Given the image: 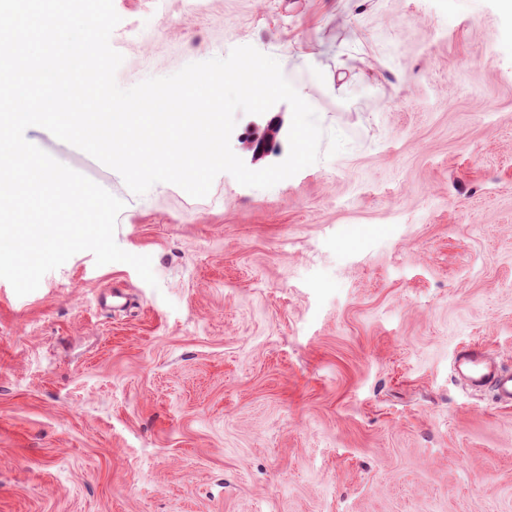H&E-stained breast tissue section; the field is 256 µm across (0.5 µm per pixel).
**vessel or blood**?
<instances>
[{"instance_id": "b4317fda", "label": "vessel or blood", "mask_w": 512, "mask_h": 512, "mask_svg": "<svg viewBox=\"0 0 512 512\" xmlns=\"http://www.w3.org/2000/svg\"><path fill=\"white\" fill-rule=\"evenodd\" d=\"M454 366L470 387L490 392L499 404L512 406V371L498 367L482 348H462L455 356Z\"/></svg>"}]
</instances>
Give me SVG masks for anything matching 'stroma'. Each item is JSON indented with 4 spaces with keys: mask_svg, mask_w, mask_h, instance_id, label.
I'll list each match as a JSON object with an SVG mask.
<instances>
[{
    "mask_svg": "<svg viewBox=\"0 0 512 512\" xmlns=\"http://www.w3.org/2000/svg\"><path fill=\"white\" fill-rule=\"evenodd\" d=\"M129 88L250 45L317 112L320 159L209 194L35 145L121 199L117 244L0 279V512H512V9L504 0H113ZM292 111L238 113L232 149ZM126 305L110 310L112 292ZM454 366L470 387L489 391L500 405L512 406V371L498 367L482 348H462L455 356Z\"/></svg>",
    "mask_w": 512,
    "mask_h": 512,
    "instance_id": "35a3bbf8",
    "label": "stroma"
}]
</instances>
